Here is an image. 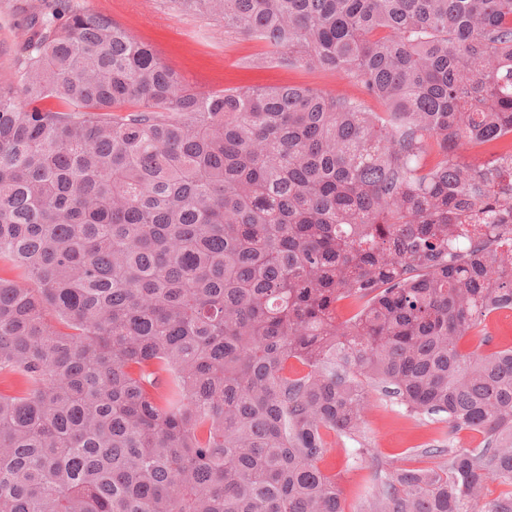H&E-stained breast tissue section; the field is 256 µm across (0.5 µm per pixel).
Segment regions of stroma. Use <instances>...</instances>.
Wrapping results in <instances>:
<instances>
[{
    "mask_svg": "<svg viewBox=\"0 0 512 512\" xmlns=\"http://www.w3.org/2000/svg\"><path fill=\"white\" fill-rule=\"evenodd\" d=\"M74 5L106 15L125 26L138 38L162 45L167 59L188 74L201 73L212 90L253 84L274 86L289 83L309 86L332 96L365 98L362 88L344 76L299 66H254L263 56L259 42L228 34L221 23L187 14L172 0H73ZM42 0H0V80L8 78L18 43L27 32L30 14ZM366 439L375 457L398 465L429 466L433 460L416 456L419 448H443L448 444L443 423L429 417L410 415L405 407L373 393L364 413ZM353 441L337 440L334 450L321 462L322 469L342 476L340 489L347 512H358L372 489L371 467L352 470L347 465Z\"/></svg>",
    "mask_w": 512,
    "mask_h": 512,
    "instance_id": "1",
    "label": "stroma"
}]
</instances>
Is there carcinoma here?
Instances as JSON below:
<instances>
[{
  "label": "carcinoma",
  "mask_w": 512,
  "mask_h": 512,
  "mask_svg": "<svg viewBox=\"0 0 512 512\" xmlns=\"http://www.w3.org/2000/svg\"><path fill=\"white\" fill-rule=\"evenodd\" d=\"M176 2L380 111L32 16L0 82V512H346L343 437L360 512H512V347L459 348L512 311V150L463 155L512 136V0ZM372 391L440 417L438 463L376 460ZM358 444L346 438L336 439V445L321 462L322 469L343 475L340 489L346 502L347 512H357L363 498L372 489L371 473L372 465H366L363 469L347 471L348 452L352 448H358Z\"/></svg>",
  "instance_id": "1"
}]
</instances>
